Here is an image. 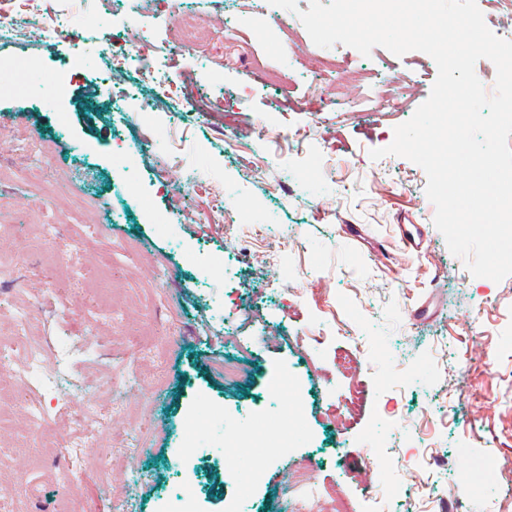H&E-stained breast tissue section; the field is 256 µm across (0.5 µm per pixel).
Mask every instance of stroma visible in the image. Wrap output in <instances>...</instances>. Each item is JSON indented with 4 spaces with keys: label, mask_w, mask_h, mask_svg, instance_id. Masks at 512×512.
I'll return each mask as SVG.
<instances>
[{
    "label": "stroma",
    "mask_w": 512,
    "mask_h": 512,
    "mask_svg": "<svg viewBox=\"0 0 512 512\" xmlns=\"http://www.w3.org/2000/svg\"><path fill=\"white\" fill-rule=\"evenodd\" d=\"M179 3L80 0L95 25L77 40L0 43V512H291L304 460L311 507L338 486L350 512H512V276H473L425 171L370 156L428 98L435 61L339 46L404 88L395 110L349 112L311 82L322 48L281 43L268 0ZM189 19L211 58L170 48ZM229 21L237 41L217 42ZM112 40L133 60L118 82ZM75 49L84 69L49 85ZM412 224L428 254L401 249ZM253 431L281 443L259 463L231 448ZM312 471V464L306 463L305 465L296 466L289 473L288 487L295 494V504L298 512L303 511V497L300 495V492L309 485Z\"/></svg>",
    "instance_id": "1"
}]
</instances>
